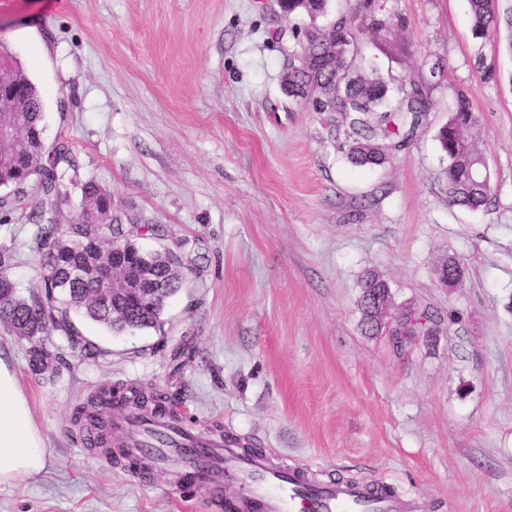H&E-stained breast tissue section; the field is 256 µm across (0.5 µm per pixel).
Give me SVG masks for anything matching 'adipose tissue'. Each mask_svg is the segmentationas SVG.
I'll list each match as a JSON object with an SVG mask.
<instances>
[{"instance_id":"adipose-tissue-1","label":"adipose tissue","mask_w":512,"mask_h":512,"mask_svg":"<svg viewBox=\"0 0 512 512\" xmlns=\"http://www.w3.org/2000/svg\"><path fill=\"white\" fill-rule=\"evenodd\" d=\"M45 440L5 353L0 352V485L40 473Z\"/></svg>"}]
</instances>
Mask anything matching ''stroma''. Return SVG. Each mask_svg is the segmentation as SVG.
I'll return each instance as SVG.
<instances>
[{
  "mask_svg": "<svg viewBox=\"0 0 512 512\" xmlns=\"http://www.w3.org/2000/svg\"><path fill=\"white\" fill-rule=\"evenodd\" d=\"M353 2L313 18L277 0H0V45L40 94L45 143L75 161L52 222L75 220L93 180L120 223L163 228L143 249L186 263L158 328L75 318L91 357L52 333L56 382L0 328L47 454L0 486V512H215L171 467L143 482L80 442L74 405L118 384L174 397L201 443L232 437L276 467L390 486L421 512H512V54L473 37L468 0H369L404 25L359 34L357 74L383 78L393 102L402 82H426L433 106L383 165L359 168L345 127L283 83L303 30ZM460 92L491 171L492 203L476 211L449 207L436 139ZM40 199L29 183L0 213L24 292L39 285ZM451 255L466 272L448 289L437 271ZM368 270L394 308L456 322L400 349L364 335Z\"/></svg>",
  "mask_w": 512,
  "mask_h": 512,
  "instance_id": "1",
  "label": "stroma"
}]
</instances>
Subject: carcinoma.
Masks as SVG:
<instances>
[{
    "instance_id": "cac0c4a2",
    "label": "carcinoma",
    "mask_w": 512,
    "mask_h": 512,
    "mask_svg": "<svg viewBox=\"0 0 512 512\" xmlns=\"http://www.w3.org/2000/svg\"><path fill=\"white\" fill-rule=\"evenodd\" d=\"M472 31L477 39L493 37L512 53V8L499 11L498 0H469ZM327 0H288V14L303 8L309 14L324 12ZM364 0H356L355 6L336 18V45L323 44L312 38L301 43L298 64L289 68L288 89L297 97L304 98L314 91L320 96L317 112H334L336 119L348 123L352 144L347 158L357 167H375L386 160L385 149L377 143L381 126H394L411 119L415 128L422 113L431 108L428 93L416 84L404 93L403 107L395 110L383 108L388 86L382 79L361 80L353 75L355 59L359 53L357 37L367 19ZM0 57L13 67L15 83L4 99L24 104L27 111L3 112L5 119L17 120L22 128L12 149V156L0 159V187L8 193L0 196V210L12 208L25 186L37 179L41 192V206L34 225L35 240L41 258L38 266L40 288L24 296L8 278L13 255L0 253V322L15 335L31 343L29 363L36 375L55 378L65 361L53 358L43 346L41 336L49 330L62 332L87 355L94 354L93 343L79 334L72 315L83 316L107 330H145L156 328L161 322L158 306L141 300L123 301L118 308L101 305L96 301L98 274L112 269L116 263L129 274H136L138 263L152 265L154 279L133 278L132 288H161L166 296H173L181 287L182 275L176 267L177 257L169 252L153 254L145 258L135 247L126 245L131 257H112L114 241H127L128 233L121 225L96 224L87 221L95 212L112 210V196L94 181L82 186L83 204L79 219L68 226L63 234H56V225L46 219L56 206L60 195L63 165L73 166L71 151L63 143L46 146L42 137L44 123L43 104L36 86L17 61L4 49ZM477 117L469 100L463 94L456 97L454 108L448 112V121L440 127L437 139L448 157V205L479 209L489 205L491 199V173L487 170V158L472 139ZM82 268L86 276L80 280L70 278L69 271ZM391 296L389 284L374 273H367L361 283V326L371 335L380 334L386 324L377 312L378 301ZM397 335L433 336L438 321L427 311L413 308L399 311ZM133 397L152 407L144 423L166 416L170 412L171 399L159 391L130 389ZM129 397L112 387L101 389L73 409V420L81 425L90 445L110 448L113 444L112 424L105 418L106 410L125 405ZM142 448H185L187 434L180 421L175 419L165 430L144 428Z\"/></svg>"
}]
</instances>
